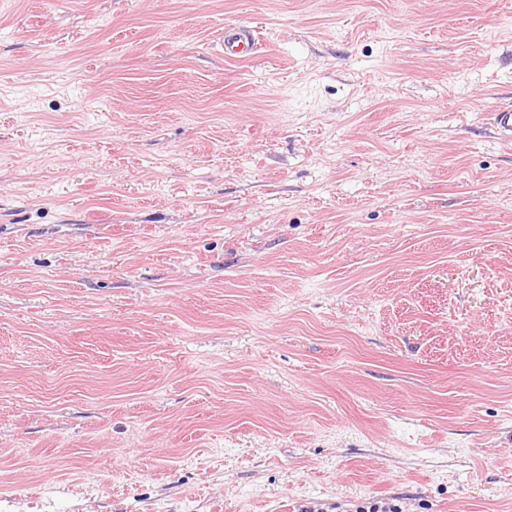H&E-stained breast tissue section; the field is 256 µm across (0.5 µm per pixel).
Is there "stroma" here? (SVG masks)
Wrapping results in <instances>:
<instances>
[{
	"label": "stroma",
	"mask_w": 512,
	"mask_h": 512,
	"mask_svg": "<svg viewBox=\"0 0 512 512\" xmlns=\"http://www.w3.org/2000/svg\"><path fill=\"white\" fill-rule=\"evenodd\" d=\"M511 105L512 0H0V512H512ZM259 49V42L250 28L241 27L224 32V54L230 59H250L257 55ZM401 500L392 498H366L350 504L336 502V512H404Z\"/></svg>",
	"instance_id": "stroma-1"
}]
</instances>
